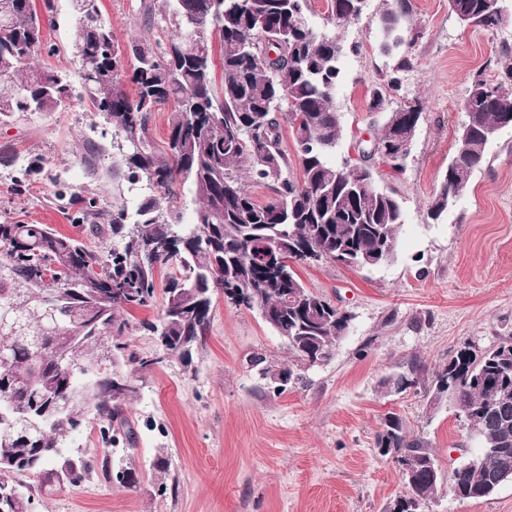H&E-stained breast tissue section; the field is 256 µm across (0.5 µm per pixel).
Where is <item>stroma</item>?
I'll return each instance as SVG.
<instances>
[{"instance_id":"1","label":"stroma","mask_w":512,"mask_h":512,"mask_svg":"<svg viewBox=\"0 0 512 512\" xmlns=\"http://www.w3.org/2000/svg\"><path fill=\"white\" fill-rule=\"evenodd\" d=\"M138 3L99 0L118 43L162 38L138 13ZM396 3L369 0L358 22L335 30L359 47L343 58L333 98L342 114L338 158L358 161L362 140L382 130L383 114L367 104L391 74L400 84L389 100L420 102L423 116L403 172L375 167L378 184L394 192L405 215L396 260L370 272L324 260L298 269L306 287L353 317L334 357L277 393L249 364L257 353L278 364L289 360L258 311L215 295L209 334L187 364L167 357L158 334L144 327L159 322L160 303L124 311L128 356L101 361L100 368L127 375L135 387L124 407L135 438L104 452L100 424L87 412L64 455L91 460V472L78 486L48 493L39 477H25L36 512H384L403 491L396 464L376 448L390 413L428 441L441 474L480 453L467 421L449 403L434 406L419 388L396 393L384 383L416 364L433 375L460 346L489 348L512 334V132L492 141L455 207L434 221L427 216L465 119L467 92L475 77L492 81L501 71L512 24L493 32L467 27L448 0H406L389 35L381 19ZM54 4L43 28L45 43L56 50L48 62L76 85L78 15L73 0ZM404 58L410 66L401 72ZM86 142L103 148L92 171L82 161ZM5 146L19 160L0 165V221L45 224L71 235L75 229L56 191L83 192L131 211L144 196L123 173L124 143L76 100L0 122ZM34 155L43 159L42 172L25 194H14L20 159ZM136 359L146 360V368H134ZM116 463L132 469L134 486L109 479ZM422 512H512V481L479 500L440 489Z\"/></svg>"}]
</instances>
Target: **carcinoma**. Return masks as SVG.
<instances>
[{"mask_svg":"<svg viewBox=\"0 0 512 512\" xmlns=\"http://www.w3.org/2000/svg\"><path fill=\"white\" fill-rule=\"evenodd\" d=\"M42 2L50 15L52 0ZM98 2L75 0L83 60L77 89L26 54L29 44L42 42L43 14L34 0H0V122L54 112L73 97L97 110L108 98L104 119L127 147V180L154 189L131 227L123 208L57 191L55 199L72 211L83 239L46 224L0 222V458L35 460L0 479V512H28L27 501L13 497L19 475L37 474L45 486L80 484L90 464L60 461V448L63 437L82 427L85 409H94L104 447L130 440L123 407L134 388L127 377L98 370V359L124 352V343L108 340L123 334V311L151 303L160 269L178 267L164 287L161 325L149 324L164 338L166 354L191 359L179 339L199 346L209 333L212 296L236 288L230 302L270 310V327L306 369L333 356L352 316L308 290L298 265L313 256L336 262L349 255L351 268L384 266L386 242L400 240L405 226L400 202L377 186L374 165L382 161L402 171L405 159L387 145L397 120L419 127L421 107L404 103L386 113L381 135L358 163L337 161L342 124L332 100L346 46L309 23L294 25L296 15H307L308 0H256L276 39L272 47L255 39L253 13L243 0L144 4L148 19L158 11L157 27L170 35L126 46L102 22ZM451 2L459 20L489 31L496 29L492 10L504 11L503 0ZM357 9V0H328V22H355ZM127 81L135 87L133 98L124 90ZM169 101L176 107L168 118L167 149L159 151L151 115ZM464 112L454 157L428 207L432 220L466 196L490 142L512 129V65L496 84L475 78ZM284 121L292 128L299 180L288 173L281 148ZM40 170L41 158L28 159L13 190H25ZM185 182L197 200L189 224L161 204ZM248 182L270 190L266 202L255 200ZM270 245L288 259L277 271L262 263ZM61 356L73 362L68 373L55 367ZM251 363L274 378L293 376L291 367L275 370L262 354ZM427 393L436 404L459 407L483 445L469 465L453 470L449 490L476 500L512 480V338L488 349H456ZM53 397L59 411L38 415ZM376 448L399 468L405 491L398 499L410 501L409 512H420L440 488L428 443L391 413Z\"/></svg>","mask_w":512,"mask_h":512,"instance_id":"carcinoma-1","label":"carcinoma"}]
</instances>
